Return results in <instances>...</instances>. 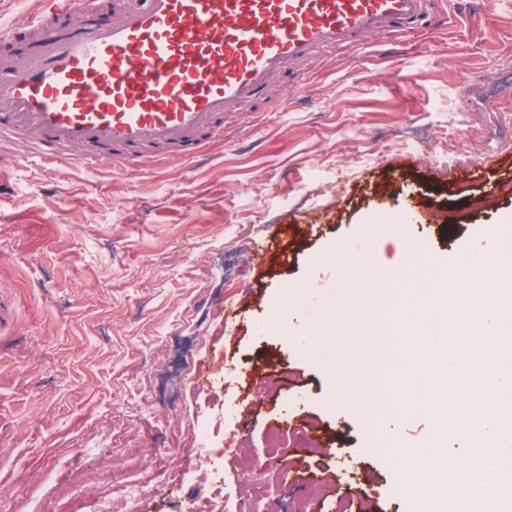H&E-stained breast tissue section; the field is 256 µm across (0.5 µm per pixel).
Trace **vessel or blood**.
Listing matches in <instances>:
<instances>
[{
    "label": "vessel or blood",
    "mask_w": 512,
    "mask_h": 512,
    "mask_svg": "<svg viewBox=\"0 0 512 512\" xmlns=\"http://www.w3.org/2000/svg\"><path fill=\"white\" fill-rule=\"evenodd\" d=\"M39 39L0 70V142L53 169L193 156L270 78L356 36L426 29L430 0H32ZM79 15L77 28L59 18Z\"/></svg>",
    "instance_id": "b4317fda"
}]
</instances>
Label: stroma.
<instances>
[{
    "mask_svg": "<svg viewBox=\"0 0 512 512\" xmlns=\"http://www.w3.org/2000/svg\"><path fill=\"white\" fill-rule=\"evenodd\" d=\"M432 7L428 31L369 35L273 76L199 157L17 168L0 193V512L71 495L112 512H341L363 497L369 512H426L424 474L396 454L430 426L414 299L398 303L379 396L405 423L374 444L355 404H335L332 362L269 321L289 289L335 294L331 246L387 267L408 243L477 261L487 227L512 226V0ZM29 9L0 0L17 54ZM489 141L502 151L485 154ZM446 149L464 165L422 158ZM404 198L416 216L402 233H370ZM286 420L319 450L269 447ZM235 434L248 468L224 450ZM290 465L299 479L281 482ZM219 466L234 474L220 492ZM134 484L146 494L126 497Z\"/></svg>",
    "mask_w": 512,
    "mask_h": 512,
    "instance_id": "1",
    "label": "stroma"
}]
</instances>
